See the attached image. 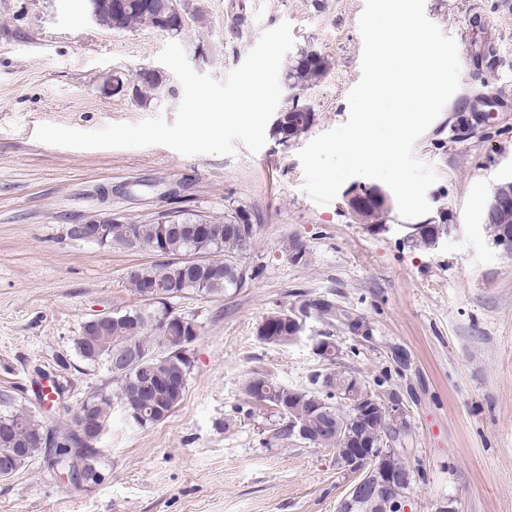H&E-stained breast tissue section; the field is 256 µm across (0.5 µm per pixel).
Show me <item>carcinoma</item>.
Instances as JSON below:
<instances>
[{
  "mask_svg": "<svg viewBox=\"0 0 512 512\" xmlns=\"http://www.w3.org/2000/svg\"><path fill=\"white\" fill-rule=\"evenodd\" d=\"M103 26L114 30H132L140 26H150L163 33L177 36L184 30L180 20L186 12L180 0H105ZM328 69V61L317 53L308 52L301 55L288 71V87L293 91L305 84L322 77ZM162 80L153 70L144 69L137 74V82L131 83L121 74L112 76V89L121 92L131 89L132 96L147 103L151 93H159ZM314 113L309 107L300 103L297 95H292L281 113V124L275 127V134L288 140L305 134L313 124ZM391 211V206L384 202L369 200L357 211L365 224H381L383 218ZM249 215L238 211L224 218V231L219 237L203 244L187 236L161 235V222L152 224H131L116 221L109 225L108 245L126 247L128 233L139 230L140 242L137 248L148 249L164 257L161 262L137 266L130 270L128 277L136 292H141L147 284H157L166 292L169 284L176 283L175 291L181 295L195 293L200 296H216L238 290L247 281L260 275V269L252 272L243 271L235 256L246 251L252 244L254 236L246 237L242 228L248 226ZM485 232L496 245L503 247L506 254L512 255V238L505 236L512 233V207L484 211ZM407 240L413 245L430 249L438 240L448 233V216L445 212L437 214L431 224L407 226ZM206 255L218 265L216 272L205 275H180L184 266V257ZM127 314L137 317L130 323H120L110 330L101 331L95 336L79 334L75 340L77 354L86 362L106 361L113 354L130 345H138L142 359L125 372L115 374L121 379L122 386L118 396L124 416L133 423L146 427L166 420L180 403L185 387L166 389L157 383L166 379L187 382L191 360L188 348L172 340L168 346L159 345L160 335L150 321L151 310L135 308ZM289 311L281 310L269 315L257 329L258 338L271 345H289L300 339L295 325L288 318ZM351 317V313L326 298L318 308L315 319L333 325ZM313 348L322 349V360L336 361L338 347L331 336L320 335L313 339ZM367 391L359 379L343 372H329L313 375L310 386L297 387L277 383L264 376H252L245 380L243 392L250 399L261 405L274 409L283 422L278 434L285 439L292 437L289 421L302 418L309 422L315 432L311 444L318 446L332 445L336 448L349 447L352 425L359 424V432L368 440L382 447L398 440L399 432L381 424L380 419L363 411H356L354 402L344 397L346 391L355 388ZM113 402L108 394H98L80 403L73 415V421L79 422L82 413L89 412L97 421L99 430H107L112 417ZM52 429L31 411L11 410L0 415V456L10 454L16 448L25 449L23 462L46 449ZM87 449L85 462L87 469L97 470L96 460L99 450L88 447L76 430L57 434L55 448L58 455L68 454V448Z\"/></svg>",
  "mask_w": 512,
  "mask_h": 512,
  "instance_id": "1",
  "label": "carcinoma"
}]
</instances>
